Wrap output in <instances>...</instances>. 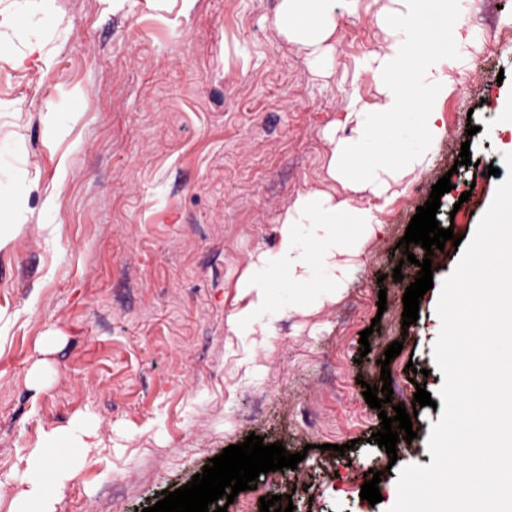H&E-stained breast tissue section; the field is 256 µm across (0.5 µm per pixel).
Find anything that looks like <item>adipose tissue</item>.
Wrapping results in <instances>:
<instances>
[{"label": "adipose tissue", "mask_w": 512, "mask_h": 512, "mask_svg": "<svg viewBox=\"0 0 512 512\" xmlns=\"http://www.w3.org/2000/svg\"><path fill=\"white\" fill-rule=\"evenodd\" d=\"M333 2L280 0L279 35L320 59L336 31ZM395 2L396 9L377 16L387 33L383 52L360 67L377 84L379 97L371 104L357 97L351 100L342 119L351 134L334 142L328 161L330 179L378 199L386 198L393 184L415 178L427 165L441 132L440 102L458 83L447 66L467 41L459 20V0ZM387 131L419 141L420 150L404 145L393 148L383 140ZM380 228L375 206L339 200L317 189L299 194L279 221L276 245L260 254L256 271L241 283L251 300L234 318V326L253 329L256 314L270 301L273 273L287 282L297 308L312 303L315 271H336L360 255L363 240L374 237ZM42 440V446L18 462L28 478L15 490L13 512H56L70 460L49 455L48 447L76 440L87 448L100 445L94 433L78 435L61 427L44 432Z\"/></svg>", "instance_id": "adipose-tissue-1"}]
</instances>
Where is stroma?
<instances>
[{
	"mask_svg": "<svg viewBox=\"0 0 512 512\" xmlns=\"http://www.w3.org/2000/svg\"><path fill=\"white\" fill-rule=\"evenodd\" d=\"M476 3H464L459 83L441 103L445 125L419 177L429 188L450 175L436 219L467 241L512 173L501 110L512 102V52L480 56L493 19H512V0H489L482 30ZM278 5L0 0V228L16 232L0 249V512L10 510L19 456L43 431L70 425L102 445L62 447L74 476L56 512H83L116 479L112 512H143L252 434L305 452V486L261 481L227 512H260L270 491L290 495L294 512H388L401 467L431 464L441 409L419 408L418 436L398 443L393 462L370 440L381 425L362 395L363 384L380 385L379 361L398 340L392 403L443 383L437 289L461 258L453 244L434 253L433 288L417 322L402 325L418 272L402 257L425 251L397 243L425 196L393 185L382 228L337 301L305 315L276 288L261 331L232 327L249 302L239 283L276 244L299 193L369 199L328 178V135L346 136L337 122L351 96H378L359 66L384 46L375 17L393 2L360 0L353 11L335 0L336 31L319 62L278 35ZM465 141L468 166L458 162ZM372 469L382 474L374 505L360 497Z\"/></svg>",
	"mask_w": 512,
	"mask_h": 512,
	"instance_id": "35a3bbf8",
	"label": "stroma"
}]
</instances>
